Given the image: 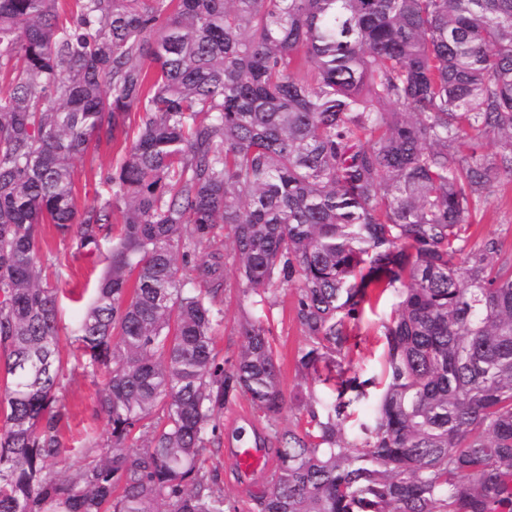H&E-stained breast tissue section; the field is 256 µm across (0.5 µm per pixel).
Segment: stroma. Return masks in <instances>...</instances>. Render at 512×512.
<instances>
[{
    "label": "stroma",
    "instance_id": "35a3bbf8",
    "mask_svg": "<svg viewBox=\"0 0 512 512\" xmlns=\"http://www.w3.org/2000/svg\"><path fill=\"white\" fill-rule=\"evenodd\" d=\"M119 157L117 149L103 145L76 160L78 207L93 205L105 198L103 179L117 164ZM44 232L52 256L61 262L60 267H48L47 282L65 292L60 309L59 338L68 367L63 383L70 418L64 429L66 448L56 470L59 477L66 478L84 462L82 445L87 435H95L102 442L109 436L106 420L97 417L95 413L99 385L92 377L83 374L71 344L70 333L73 322L91 302L93 290L107 262L101 255L78 254L72 237L61 235L53 225H45ZM472 233L475 241L492 239L498 242L499 252L494 255V262L512 257V180L501 179L490 200L478 205ZM293 303V291L279 289L264 308L279 352L283 388L289 394L298 389L295 360L305 344L293 319ZM391 307V302L387 301L376 309L365 311L358 325L360 347L353 357L352 367L364 375H372L379 369L382 342L378 330ZM221 309L223 321L216 329L215 347L220 358L230 361L236 357L242 344L239 324L247 311L240 305L237 293L233 290L225 293Z\"/></svg>",
    "mask_w": 512,
    "mask_h": 512
}]
</instances>
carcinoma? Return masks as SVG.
Here are the masks:
<instances>
[{"label": "carcinoma", "instance_id": "carcinoma-1", "mask_svg": "<svg viewBox=\"0 0 512 512\" xmlns=\"http://www.w3.org/2000/svg\"><path fill=\"white\" fill-rule=\"evenodd\" d=\"M103 143L112 194L80 210ZM504 176L512 0H0V512H239L205 463L240 396L266 425L232 438L275 461L248 512H512V260L470 232ZM45 224L110 244L75 327L109 437L67 479ZM222 227L241 302L295 290L303 399L267 320L218 359L226 256L196 247ZM385 296L362 379L352 323ZM120 154L117 148L101 145L83 158L77 159L75 169L76 179V204L78 209L96 204L106 197L103 178L112 172V167L119 160Z\"/></svg>", "mask_w": 512, "mask_h": 512}]
</instances>
